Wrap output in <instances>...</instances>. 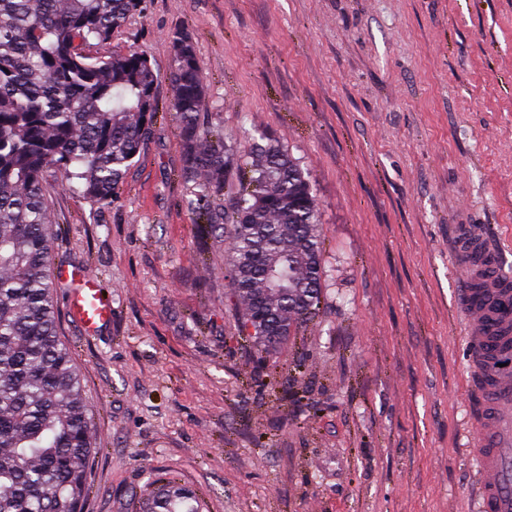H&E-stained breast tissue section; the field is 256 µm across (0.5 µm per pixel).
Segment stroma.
<instances>
[{
  "instance_id": "stroma-1",
  "label": "stroma",
  "mask_w": 512,
  "mask_h": 512,
  "mask_svg": "<svg viewBox=\"0 0 512 512\" xmlns=\"http://www.w3.org/2000/svg\"><path fill=\"white\" fill-rule=\"evenodd\" d=\"M187 28L201 118L238 154L270 135L311 174L328 277L282 352L236 341L227 242L203 238L171 120ZM135 49L157 121L111 201L48 173L54 268L112 321L59 333L98 452L84 512H139L176 478L202 512H474L469 336L451 227L512 275V0H145L91 53ZM58 279L69 287L67 309L84 333L92 334L112 321V302L105 299L94 277L80 270L61 268Z\"/></svg>"
}]
</instances>
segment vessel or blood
Returning a JSON list of instances; mask_svg holds the SVG:
<instances>
[{
    "instance_id": "1",
    "label": "vessel or blood",
    "mask_w": 512,
    "mask_h": 512,
    "mask_svg": "<svg viewBox=\"0 0 512 512\" xmlns=\"http://www.w3.org/2000/svg\"><path fill=\"white\" fill-rule=\"evenodd\" d=\"M454 257L466 286L459 308L470 336V378L477 390L476 415L482 481L478 512H512V278L502 274L495 251L468 224L457 227ZM70 317L84 333L112 320V304L97 281L76 269H60Z\"/></svg>"
}]
</instances>
